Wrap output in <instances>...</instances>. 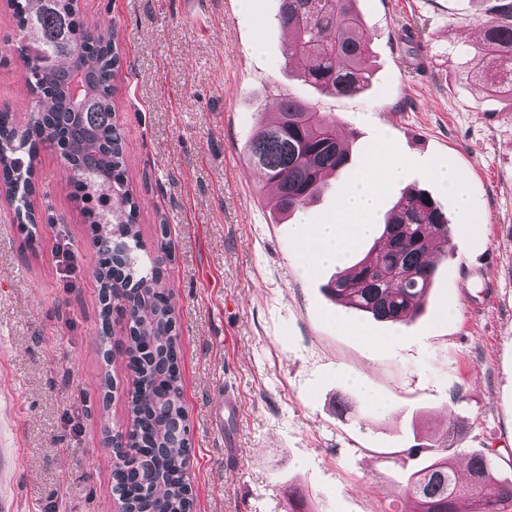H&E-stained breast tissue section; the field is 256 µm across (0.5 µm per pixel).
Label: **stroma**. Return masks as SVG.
<instances>
[{
    "mask_svg": "<svg viewBox=\"0 0 512 512\" xmlns=\"http://www.w3.org/2000/svg\"><path fill=\"white\" fill-rule=\"evenodd\" d=\"M495 3L356 0L372 76L335 96L299 79L279 0H80L86 25L119 29L114 103L141 237L171 249L196 512H288L291 485L312 512H408L410 448L448 416L462 448L490 453L512 481V99L470 73ZM25 71L17 54L0 60V109L20 126L34 110ZM287 94L335 119L350 148L307 205L312 223L331 221L339 188L362 174L379 182L376 226L410 187L447 213L451 245L409 324L331 301L335 267L310 265L297 215L247 163L260 111ZM392 158L406 177L382 182ZM437 165L461 176L470 213L431 176ZM71 181L59 152L42 151L32 233L0 184V500L12 512L117 508L105 438L127 425L133 378L99 345V255ZM227 392L239 411L220 429Z\"/></svg>",
    "mask_w": 512,
    "mask_h": 512,
    "instance_id": "35a3bbf8",
    "label": "stroma"
}]
</instances>
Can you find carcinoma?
I'll use <instances>...</instances> for the list:
<instances>
[{"label":"carcinoma","mask_w":512,"mask_h":512,"mask_svg":"<svg viewBox=\"0 0 512 512\" xmlns=\"http://www.w3.org/2000/svg\"><path fill=\"white\" fill-rule=\"evenodd\" d=\"M355 0H280L277 21L288 31V55L304 61L303 82L337 95L359 93L369 75L370 37ZM18 39L11 49L26 62V86L39 102L30 123L15 126L0 111V180L30 194L35 161L57 149L74 172L77 198L101 250L98 270L102 325L112 314L108 290L120 285L128 334L120 356L136 383L127 393L129 423L110 436L120 451L112 463V493L123 512H193L191 443L180 372L177 318L169 293L158 285L160 242L151 254L139 248V204L129 189L122 131L113 95L120 70L118 28L94 30L81 21L75 0H13ZM473 67L491 75L490 89L512 98V0H497L475 47ZM247 161L276 184L275 204L294 212L325 187V177L348 164L336 121L291 95L274 117L261 122L246 146ZM449 221L437 201L420 190L398 199L380 242L336 274L327 296L373 318L406 323L420 311L435 277L429 255L449 244ZM460 430L448 428L418 450L429 462L407 479L410 512H512V482L501 480L487 454L458 448ZM468 465L459 478L456 461Z\"/></svg>","instance_id":"obj_1"}]
</instances>
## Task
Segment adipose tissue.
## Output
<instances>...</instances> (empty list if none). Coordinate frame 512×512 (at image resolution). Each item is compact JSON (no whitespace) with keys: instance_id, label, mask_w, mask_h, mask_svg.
<instances>
[{"instance_id":"1","label":"adipose tissue","mask_w":512,"mask_h":512,"mask_svg":"<svg viewBox=\"0 0 512 512\" xmlns=\"http://www.w3.org/2000/svg\"><path fill=\"white\" fill-rule=\"evenodd\" d=\"M377 195L376 183L360 175L345 191L334 222L304 228L299 245L313 264L340 263L346 250L370 232Z\"/></svg>"}]
</instances>
